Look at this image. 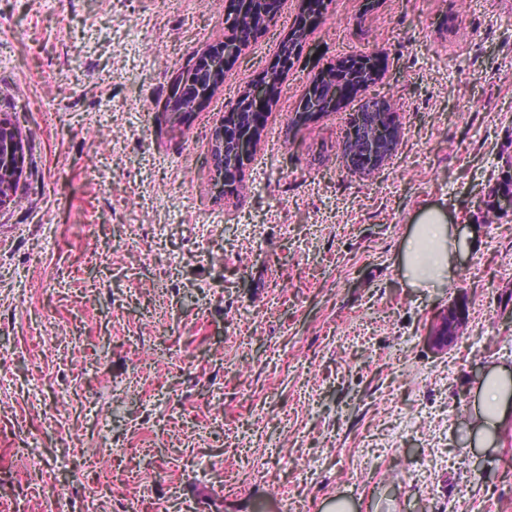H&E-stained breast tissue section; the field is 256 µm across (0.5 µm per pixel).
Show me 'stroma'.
<instances>
[{
  "label": "stroma",
  "instance_id": "obj_1",
  "mask_svg": "<svg viewBox=\"0 0 512 512\" xmlns=\"http://www.w3.org/2000/svg\"><path fill=\"white\" fill-rule=\"evenodd\" d=\"M226 0H0V118L26 153L0 206V496L50 512H512V443L480 447L476 392L512 369V214L484 201L512 155V0H330L281 84L234 193L211 133L301 12L288 0L184 124L160 107L228 33ZM376 52L365 93L307 123L313 77ZM398 111L370 177L340 144L364 99ZM96 167L98 182L86 178ZM459 233L452 283L413 288L421 211ZM468 299L464 334L424 338ZM28 445L20 468L13 450ZM108 460L111 496L72 480ZM241 476L237 491L225 467Z\"/></svg>",
  "mask_w": 512,
  "mask_h": 512
}]
</instances>
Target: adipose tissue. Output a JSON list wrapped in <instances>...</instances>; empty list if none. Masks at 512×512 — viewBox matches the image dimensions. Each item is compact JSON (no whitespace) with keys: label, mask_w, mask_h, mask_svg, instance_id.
<instances>
[{"label":"adipose tissue","mask_w":512,"mask_h":512,"mask_svg":"<svg viewBox=\"0 0 512 512\" xmlns=\"http://www.w3.org/2000/svg\"><path fill=\"white\" fill-rule=\"evenodd\" d=\"M468 240L448 224L443 208L424 210L403 245L401 270L410 285L429 287L435 281L451 278L454 262ZM480 403L475 409L474 427L482 444L498 447L512 427V372L491 368L482 378Z\"/></svg>","instance_id":"obj_1"}]
</instances>
